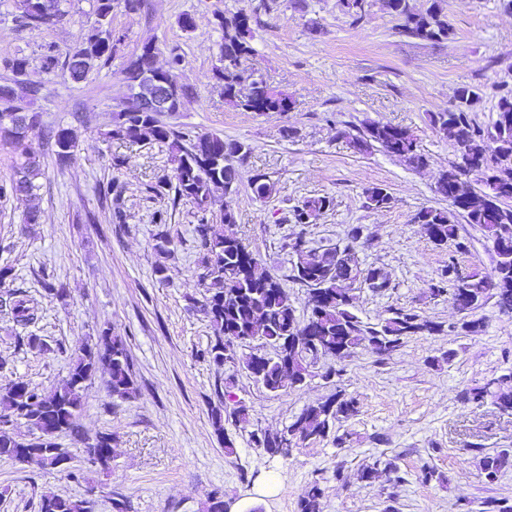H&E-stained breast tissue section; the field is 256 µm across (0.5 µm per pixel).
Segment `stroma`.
Instances as JSON below:
<instances>
[{
	"mask_svg": "<svg viewBox=\"0 0 512 512\" xmlns=\"http://www.w3.org/2000/svg\"><path fill=\"white\" fill-rule=\"evenodd\" d=\"M441 3L453 34L434 44L400 33L384 0H366L357 21L340 0H145L136 14L114 8L112 28L123 40L108 65L77 83L63 69L46 72L42 53L46 45L64 51L79 40L95 20L93 0H61L62 22L27 28L15 20L19 0H0V59H27V80L43 87L31 110L44 126L68 127L78 137L69 166L42 158L37 224L24 226V202L0 207V268L10 270L0 297L20 288L39 308L27 329L0 308V359L8 363L0 384L20 379L53 391L72 357L107 328L125 340L138 386L132 399L112 398L101 372L84 391L79 423L90 437L111 433V471L84 465L80 441L68 436L60 443L73 454L79 480L2 459L0 512H38L42 496H82L91 487L99 490L95 512H112L114 493L130 502L131 512H205L217 492L230 512H298L314 482L324 492V512H484L489 500H512V467L492 486L480 470L484 453L512 452V415L489 398L459 399L463 390L512 372V316L485 299L475 312L483 332L464 336L453 329L462 313L448 295L430 291L448 262L465 273L488 272L496 255L483 229L464 217L456 219L457 244L445 247L413 221L422 208H447L436 182L458 161L452 141L431 128L430 114L455 109L457 90L470 86L481 95L472 116L485 126L494 116L495 86L512 87V9L503 0ZM241 10L251 17L253 35V52L237 69L241 87L262 80L283 90L288 111L249 112L224 98L215 75L223 36L215 15ZM186 13L195 21L190 32L179 24ZM147 41L158 46L162 67L178 50L173 79L193 91L166 121L249 145L236 192L216 191L210 209L235 211L236 223L224 232L242 240L260 269L288 289L298 316L307 314V290L292 277L291 243L341 247L348 228L360 225L359 265L380 268L389 287L376 292L353 283L356 314L375 324L390 309L407 307L443 323L444 332L407 338L389 356L360 348L341 361L318 358L302 387L276 393L241 363L261 349V340L228 344L233 358L221 367L200 359L212 331L201 310L195 209L173 203L168 192L151 205L144 199L145 188L174 167L166 145L150 137L134 143L104 137L132 103L121 70ZM372 123L411 129L426 166L411 167L377 147L354 148ZM117 156L122 166H114ZM258 174L275 185L268 199L251 191ZM111 180L123 188L121 224L101 204L100 190ZM376 184L391 194L390 207L367 206L365 191ZM314 196L329 197L330 209L313 223H295L294 207ZM157 208L168 213L173 256L167 260L154 248ZM162 261L169 268L163 283L153 273ZM52 278L66 283L67 301L45 292L43 282ZM26 332L40 336L45 350L24 345ZM338 390L358 402L356 415L336 424L343 445L327 439L282 456L253 443L252 431L283 430ZM231 399L246 405L249 419L225 418L223 435H216L211 410ZM377 459L392 461L393 469L362 480L363 466ZM426 466L438 477L424 484L418 474Z\"/></svg>",
	"mask_w": 512,
	"mask_h": 512,
	"instance_id": "35a3bbf8",
	"label": "stroma"
}]
</instances>
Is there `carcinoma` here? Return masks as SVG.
<instances>
[{"instance_id": "1", "label": "carcinoma", "mask_w": 512, "mask_h": 512, "mask_svg": "<svg viewBox=\"0 0 512 512\" xmlns=\"http://www.w3.org/2000/svg\"><path fill=\"white\" fill-rule=\"evenodd\" d=\"M55 11L47 17L42 12L43 0H20L19 22L24 26H55L65 12L60 0H54ZM393 13L402 20L401 32L426 41L442 42L450 38L448 15L439 0L424 12L410 9L408 0H393ZM115 0H94L93 24L82 34L80 41L65 53L50 45L43 56V68L54 71L58 65L69 73L71 80L80 82L96 68L106 66L112 59L115 44L121 38L112 31V11ZM223 29L220 61L216 70L224 81V98L251 112H285L289 98L263 81L255 82L250 92L242 95L237 89L234 70L242 58L250 55L251 16L244 11L231 16L216 14ZM158 48L148 41L141 45L122 69L132 97L138 105L121 110L119 122L109 132L111 139L136 141L145 134L169 146L175 152L172 175L146 192L158 196L162 191L173 192V203L184 201L197 210L194 231L199 247V281L204 288L203 312L212 329V338L200 356L216 365H224L226 344L232 341L247 343L260 338L275 349V355L266 357L262 373L256 377L266 390L277 393L285 387L298 388L311 376L309 367L318 356H331L342 360L361 347L380 356L397 350L405 339L419 335H433L443 331V325L427 319L413 309L404 307L391 310L390 316L378 324L370 325L354 312V297L343 284L362 279L375 291L388 288L387 279L378 268H360L355 258V245L360 242L363 229H349L348 244L342 248L308 250L302 240L291 245L293 278L307 287L309 314L301 320L296 315L292 295L279 280L253 268L240 271L237 257L245 244L234 236H227L210 223L209 204L214 190L236 191L240 178V164L250 147L239 141H226L216 133L182 131L163 122L158 113L145 107L148 98L156 92L158 81L168 84L169 111H180L183 100L191 91L179 86L171 78V70L180 63V54L171 49L168 68L155 66ZM3 69L12 74L10 93L0 94V145L13 155V175L9 186H0V200L31 198L39 189L35 180L42 176V152L29 139V131L42 124L41 114L29 110L32 99L42 86L25 79L27 60L13 58L3 61ZM496 118L483 127L471 117L480 94L470 87L457 91L458 105L448 112H436L430 122L436 132L449 135L457 153L473 166H483L484 177L474 181L463 171L454 168L442 172L436 191L448 199L449 208H422L415 215L423 234L437 246L443 247L457 239L455 213L466 215L469 223L484 228L497 256L492 272L459 274L456 264L448 262L441 273L440 283L431 287L439 296L449 293L452 303L471 314L478 309L486 295L497 298L502 310H512V87H500L495 95ZM77 137L68 128H50L44 135L42 146L54 157L59 167L67 166L75 156ZM378 145L385 152L403 158L409 165L420 167L425 157L419 151L413 133L407 128L391 124L373 123L364 136L357 140L359 150ZM274 185L264 175L251 182L253 195L261 200L269 198ZM111 199L116 220H121L120 199L122 187L108 183L101 190ZM368 206L374 209L389 207L392 197L386 188L374 185L365 191ZM331 205L325 196L309 197L293 209L297 224H310ZM152 221L158 253H171V241L164 229L167 212L156 210ZM451 283V288L443 287ZM9 308L13 320L24 327L36 323L37 302L24 291L9 293ZM109 374L107 387L116 399L128 400L137 393L129 353L119 336L103 330L86 343L70 364L67 378L54 392L48 394L23 380L10 381L0 386V459L23 462L31 468H58L66 477L77 480V472L67 467L72 460L58 439L62 435L81 437L78 418L83 406V393L87 384L99 370ZM492 397L497 408L512 414V372L488 380L480 387L464 391L462 402H480ZM357 413V402L338 390L324 401L308 405L296 419L276 433L257 432L254 442L272 454H284L283 435L289 434L301 444L333 438L336 445L345 438L336 434V422ZM22 420L31 431L27 440L16 438L12 423ZM84 451H93L102 470L110 468L114 457L112 434L99 433L94 438H83ZM512 465V455L506 451L486 453L480 460L485 482L494 484L504 469ZM323 489L313 482L300 499V512H322ZM40 512H92L90 500L84 496L46 495L41 498Z\"/></svg>"}]
</instances>
